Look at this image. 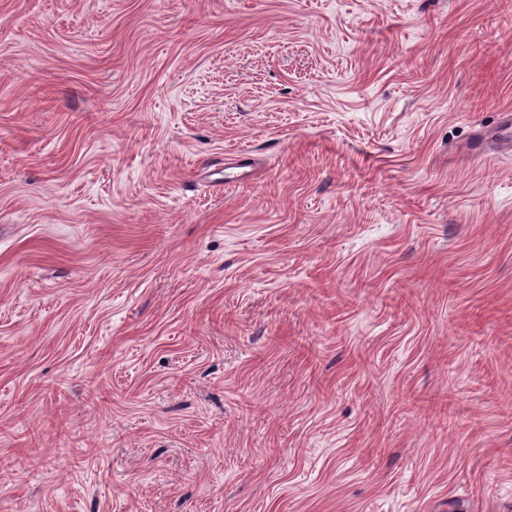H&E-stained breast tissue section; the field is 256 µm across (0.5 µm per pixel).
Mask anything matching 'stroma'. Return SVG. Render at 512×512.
Masks as SVG:
<instances>
[{"label":"stroma","mask_w":512,"mask_h":512,"mask_svg":"<svg viewBox=\"0 0 512 512\" xmlns=\"http://www.w3.org/2000/svg\"><path fill=\"white\" fill-rule=\"evenodd\" d=\"M504 112L512 0H0V512H512Z\"/></svg>","instance_id":"obj_1"}]
</instances>
